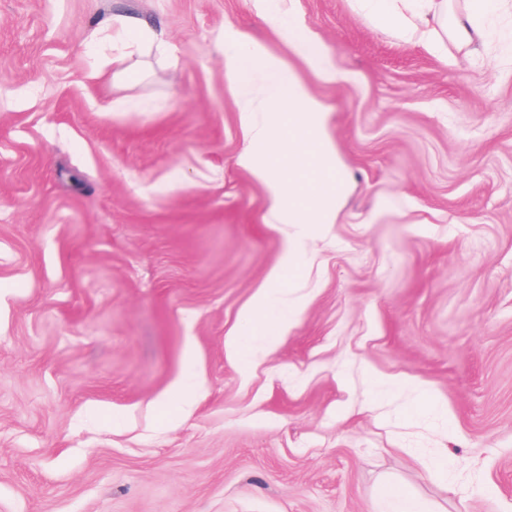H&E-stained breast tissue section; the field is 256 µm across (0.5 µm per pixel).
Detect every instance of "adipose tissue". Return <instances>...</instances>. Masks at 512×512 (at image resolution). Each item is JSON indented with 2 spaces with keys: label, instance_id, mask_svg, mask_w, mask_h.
Returning <instances> with one entry per match:
<instances>
[{
  "label": "adipose tissue",
  "instance_id": "obj_1",
  "mask_svg": "<svg viewBox=\"0 0 512 512\" xmlns=\"http://www.w3.org/2000/svg\"><path fill=\"white\" fill-rule=\"evenodd\" d=\"M360 12L378 29L426 45H438L448 38L459 47L477 50L491 40L494 25L512 18V0H466L464 8L449 11V0H356ZM260 13L270 28L279 34L292 54L309 64L322 78L335 79L324 44L306 27L303 18L292 11L275 7L272 0H258ZM89 42L122 41L129 52L149 46L160 52L171 45L163 32H142L132 17H118L93 29Z\"/></svg>",
  "mask_w": 512,
  "mask_h": 512
}]
</instances>
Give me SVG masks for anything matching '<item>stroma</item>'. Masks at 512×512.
I'll list each match as a JSON object with an SVG mask.
<instances>
[{
  "mask_svg": "<svg viewBox=\"0 0 512 512\" xmlns=\"http://www.w3.org/2000/svg\"><path fill=\"white\" fill-rule=\"evenodd\" d=\"M291 6L350 188L282 332L224 80L227 30L288 54L255 0H0V512H512V69ZM113 16L175 53L88 46Z\"/></svg>",
  "mask_w": 512,
  "mask_h": 512,
  "instance_id": "stroma-1",
  "label": "stroma"
}]
</instances>
